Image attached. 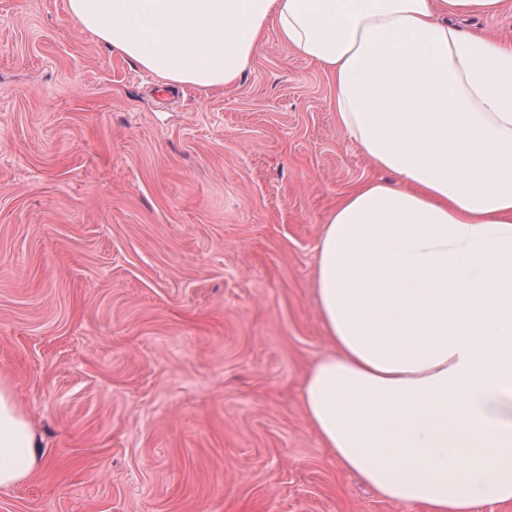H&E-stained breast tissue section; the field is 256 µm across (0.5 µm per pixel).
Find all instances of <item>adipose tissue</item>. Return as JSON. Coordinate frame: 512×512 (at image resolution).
<instances>
[{
	"mask_svg": "<svg viewBox=\"0 0 512 512\" xmlns=\"http://www.w3.org/2000/svg\"><path fill=\"white\" fill-rule=\"evenodd\" d=\"M505 0H68L77 30L165 83L232 86L267 29L327 75L388 181L329 215V350L302 384L325 448L386 500L512 502V43L459 27ZM41 443L0 378V488Z\"/></svg>",
	"mask_w": 512,
	"mask_h": 512,
	"instance_id": "ef3b65f1",
	"label": "adipose tissue"
}]
</instances>
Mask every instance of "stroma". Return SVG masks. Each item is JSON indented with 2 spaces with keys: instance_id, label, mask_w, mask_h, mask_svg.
I'll return each instance as SVG.
<instances>
[{
  "instance_id": "35a3bbf8",
  "label": "stroma",
  "mask_w": 512,
  "mask_h": 512,
  "mask_svg": "<svg viewBox=\"0 0 512 512\" xmlns=\"http://www.w3.org/2000/svg\"><path fill=\"white\" fill-rule=\"evenodd\" d=\"M0 0V377L42 442L0 512H423L324 448L323 224L382 173L267 30L237 83L169 87Z\"/></svg>"
}]
</instances>
